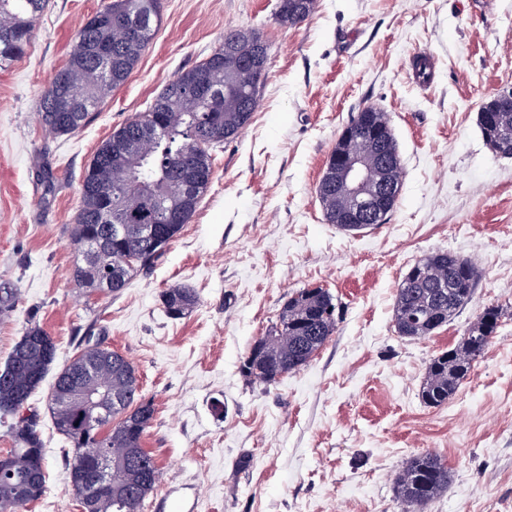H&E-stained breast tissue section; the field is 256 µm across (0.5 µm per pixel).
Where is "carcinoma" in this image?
<instances>
[{
  "label": "carcinoma",
  "instance_id": "carcinoma-1",
  "mask_svg": "<svg viewBox=\"0 0 512 512\" xmlns=\"http://www.w3.org/2000/svg\"><path fill=\"white\" fill-rule=\"evenodd\" d=\"M46 0H0V66L21 56L34 37L36 20ZM316 0H279L277 19L290 26L306 21ZM161 24V0H107L92 20L77 29L66 64L55 74L40 99L41 122L54 135L81 130L112 91L126 83ZM268 55L259 34L240 28L224 39L206 59L175 75L145 111L114 129L97 147L83 176L80 206L71 234L76 260L72 276L89 292L117 296L134 275L150 271L188 223L212 182V150L236 138L248 125L258 105L266 72L256 62ZM66 97L73 105L71 118L62 121L53 104ZM486 145L499 156L512 150V108L497 107L479 116ZM367 135L350 136L352 148L365 149L370 165L379 162L380 146ZM331 161H326L317 194L330 224L344 230L349 208L347 195L328 187ZM202 169L204 181L189 185V169ZM127 225L115 238L111 225ZM138 224H159L164 245L140 237ZM106 243L104 255L88 260V245ZM448 284L437 298L435 278ZM481 278L470 260L438 250L416 260L396 291L394 323L401 336L420 339L446 325L469 305ZM193 289L176 286L162 295L165 313L180 319L196 306ZM340 306L328 290L315 287L295 292L268 330L270 339H258L241 364L248 381L270 384L307 366L336 330ZM502 309L485 307L467 336L454 348L433 357L419 395L429 407H441L456 393L481 358L500 326ZM56 343L40 326L29 327L0 370V412L13 400L25 406L40 387L56 359ZM109 368L85 379V384L109 402L104 383L124 397L125 414L112 413L95 427L87 426L85 411L63 404L58 395L75 373L76 363L56 373L50 410L57 431L69 448L64 450L69 479L80 498L91 477L92 448H110L114 457L112 484L97 488L89 512H141L145 499L160 479L155 458L142 448L154 420L151 401L142 399L135 369L125 357L108 362ZM14 473H0V512L22 509L44 495L46 469L36 416L21 419L11 428ZM450 472L442 458L427 452L410 458L399 473L397 497L409 512L423 507L448 488Z\"/></svg>",
  "mask_w": 512,
  "mask_h": 512
}]
</instances>
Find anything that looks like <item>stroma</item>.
I'll list each match as a JSON object with an SVG mask.
<instances>
[{
  "label": "stroma",
  "mask_w": 512,
  "mask_h": 512,
  "mask_svg": "<svg viewBox=\"0 0 512 512\" xmlns=\"http://www.w3.org/2000/svg\"><path fill=\"white\" fill-rule=\"evenodd\" d=\"M105 2L49 0L26 53L0 67V289L15 294L0 368L33 325L54 339L55 368L88 332L132 363L155 407L142 446L161 471L142 512H405L394 483L425 452L451 471L425 512H512V159L492 153L478 124L481 103L512 88V0H316L296 27L277 20L278 0H161L128 81L84 129L50 135L41 95ZM242 26L269 47L249 124L214 150L207 194L153 270L119 295H87L71 275L70 231L90 158ZM420 52L435 72L424 86L412 73ZM366 106L386 113L404 176L385 224L346 232L325 220L317 186ZM437 250L477 264L474 298L431 336L401 337L398 285ZM178 285L198 304L173 320L161 295ZM317 286L340 304L334 335L301 370L249 383L242 360L293 293ZM488 305L503 310L492 343L448 404L426 406L430 359ZM53 382L25 407L47 468L26 512H80L48 411Z\"/></svg>",
  "instance_id": "1"
}]
</instances>
